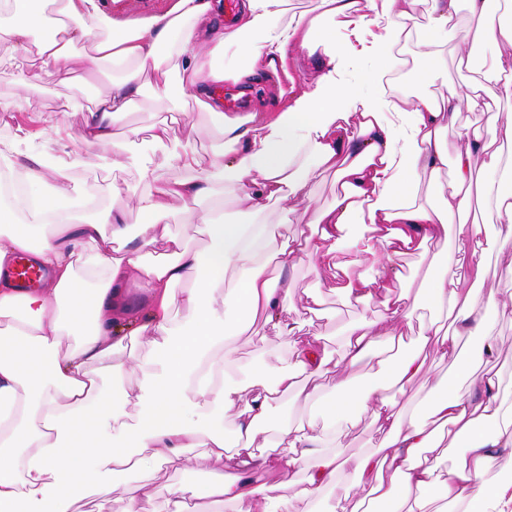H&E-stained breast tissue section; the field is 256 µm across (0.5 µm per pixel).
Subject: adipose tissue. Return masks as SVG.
<instances>
[{"label":"adipose tissue","instance_id":"ef3b65f1","mask_svg":"<svg viewBox=\"0 0 512 512\" xmlns=\"http://www.w3.org/2000/svg\"><path fill=\"white\" fill-rule=\"evenodd\" d=\"M416 2L319 0L317 11L291 19L288 0H241L236 24L227 28L216 0H173L140 19L107 17L99 0H6L0 50L27 61L19 91L44 73L69 81L66 61L79 43H90L96 59L130 63L90 106L81 134L87 148L112 144V127L132 106L145 74L166 79L175 70L190 75L191 95L212 115L220 144L204 174H194V152L183 149L174 158L188 177L156 185L127 211L77 224L56 204L70 190V126L65 114L44 117L45 140L61 149L56 197L33 190L24 214L0 203V512L21 504L25 512H87V499L111 496L109 476L119 470L130 479L118 512H150L145 475L160 459L177 471L196 467L193 448L210 451L213 478L200 495L235 512H347L351 501L385 504L391 512H512V488L489 489L495 462L512 448V391L484 370L501 354L486 312H512V260L501 268L500 296L485 299L463 286L483 273L481 243L465 220L474 182H482L484 203L498 218L491 247L512 243V158L456 127L459 103L480 111L489 99L512 97V80L500 79L512 73V20L493 12L491 0H429L420 57L436 69L450 34L461 53L491 47L492 66L479 91L452 84L438 101L395 94L380 82L367 95L342 83L338 71L348 49L336 43V31L357 32L376 14L386 27L371 51L390 59L393 46L412 35ZM462 6L464 24L456 20ZM300 49L328 58L314 84L291 87L269 110L244 118L224 113L216 87L286 69ZM446 169L448 181L441 178ZM319 171L333 172L340 192L334 204L313 206L308 230L263 223L269 203L290 213L309 201L307 186ZM225 183L245 204L248 221L203 212V252L170 233L173 203L211 198ZM131 217L138 224L133 235ZM351 224L365 225L366 233L348 236ZM451 234L457 260L436 264L416 295L402 291L395 268L377 279L349 275L364 262L437 245ZM22 255L46 271L41 287L20 288L7 275ZM302 258L311 273L338 272L348 304L381 309L346 326L340 360L325 354L318 337L300 333L298 315L317 312L318 295L296 307L287 283L270 273L273 264ZM132 279L147 298L145 311L124 301ZM424 305L438 316L423 324L420 348L377 358L374 382L352 383L348 371L400 338L402 325ZM177 307L184 311L179 319ZM258 318L288 337V356L262 357L226 377L212 349L226 331L254 335ZM67 336L77 343L66 349ZM462 336L475 339L464 354ZM145 346L150 352L143 357L138 350ZM431 356L450 360L451 373L428 392L427 424L398 408L390 392L426 378ZM135 369L142 381L120 387ZM323 379L332 391L327 399ZM285 395L336 430L367 423L374 452L326 449L325 432L312 423L284 420L274 434H261L272 402ZM204 413L224 416L225 426L199 428L194 418ZM456 448L460 463L441 469L437 456ZM283 471L289 480H276Z\"/></svg>","mask_w":512,"mask_h":512}]
</instances>
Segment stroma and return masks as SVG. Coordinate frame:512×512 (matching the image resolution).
Masks as SVG:
<instances>
[{
  "label": "stroma",
  "mask_w": 512,
  "mask_h": 512,
  "mask_svg": "<svg viewBox=\"0 0 512 512\" xmlns=\"http://www.w3.org/2000/svg\"><path fill=\"white\" fill-rule=\"evenodd\" d=\"M380 26L370 24L364 27L354 46L358 55L349 57L341 72L345 82L359 90L371 89L377 79L375 59L365 54V47L371 46L375 35L381 34ZM89 44L74 47L69 61L76 72V79L70 84L58 83L55 76L42 75L27 91H19L17 80L21 66L20 58H0V103L12 102L16 94H23L25 102L21 109L0 116V142L13 141L17 130L29 133L27 143L19 151L11 153L9 160L16 166L29 164L31 159H39L47 179L42 183L44 192H53L56 181L53 177L52 150L44 143L39 132L42 128L40 118L48 113L66 114L73 131H80L87 118L83 107L98 94L104 92L112 78L120 76L122 66L109 61L91 62ZM323 62L320 54L296 52L288 61L289 80L280 79L271 74L255 83L256 96L265 102H273L281 91L287 90L289 84L305 85L316 74ZM490 62L489 51L482 46H475L468 54L467 61H460L454 45L445 48L444 60L434 77L427 82L418 81L417 92L438 98L446 94L449 85H466L481 79ZM168 122L172 136L180 144L190 146L196 152L201 168H208L213 152L214 138L210 133L212 120L207 112L201 110L193 100L180 92L179 79H172L168 96L164 100L156 98V81L147 79L136 99L135 105L124 116L117 119L112 128L114 144L110 151L123 156L132 153L147 154L155 175L163 180H173L184 176L185 170L173 161L169 153L149 150L143 137L144 132L160 122ZM139 129V138H127L128 129ZM77 164L69 173L71 186L87 188L95 196L93 207L76 212V220H93L99 217L101 210L123 207L129 196L147 191L149 185L141 180L134 168H108L100 151L84 147L81 143L72 146ZM450 255L455 251L454 243H447L443 249L428 246L397 257L396 265L402 267L405 280L403 287L408 293H415L425 284V277L434 264L437 252ZM281 275L291 288L293 303H301L309 290H317L323 299L321 315H308L304 318L305 334L319 337L327 354L338 358L342 353V331L345 323L359 316H374L378 308L369 304L352 307L345 303L336 288L333 271H324L321 276L310 274L307 263L292 261L282 269ZM233 354L235 365L247 366L253 363L259 353L271 355L286 354L288 345L285 338L274 335L272 330L260 329L257 336H230L224 342Z\"/></svg>",
  "instance_id": "1"
}]
</instances>
